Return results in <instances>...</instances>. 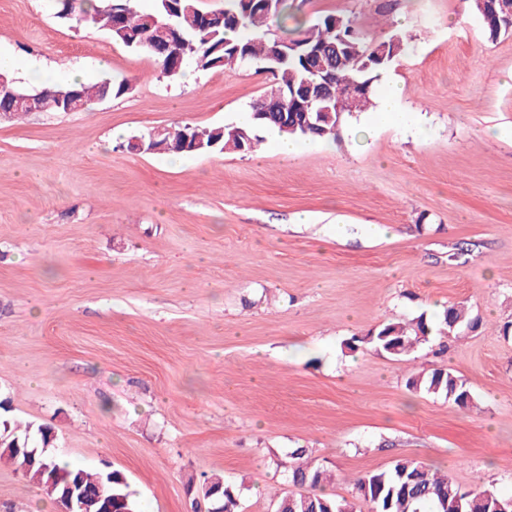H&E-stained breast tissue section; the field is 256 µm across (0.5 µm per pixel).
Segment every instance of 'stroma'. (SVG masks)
Here are the masks:
<instances>
[{
    "label": "stroma",
    "mask_w": 512,
    "mask_h": 512,
    "mask_svg": "<svg viewBox=\"0 0 512 512\" xmlns=\"http://www.w3.org/2000/svg\"><path fill=\"white\" fill-rule=\"evenodd\" d=\"M407 53L376 84L419 128L346 115L294 159L271 131L247 154H132L153 128L240 123L270 86L253 65L163 77L50 0H0V49L127 93L85 112L0 121V400L52 427L73 466L110 464L139 512H192L188 482L220 475L237 512H273L306 448L360 501L363 472L414 459L512 494V35L469 0H299ZM308 223H298L299 215ZM461 304L479 321L409 356L346 347L388 319ZM452 370L473 407L409 390ZM56 503L0 464V512ZM490 2H492V0H485L483 4H481L480 0H471L472 7L482 18L484 34L491 40H495L501 35L512 34V30H506L503 24L500 23L490 6Z\"/></svg>",
    "instance_id": "stroma-1"
}]
</instances>
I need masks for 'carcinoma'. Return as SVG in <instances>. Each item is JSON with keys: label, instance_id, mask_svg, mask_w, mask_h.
<instances>
[{"label": "carcinoma", "instance_id": "1", "mask_svg": "<svg viewBox=\"0 0 512 512\" xmlns=\"http://www.w3.org/2000/svg\"><path fill=\"white\" fill-rule=\"evenodd\" d=\"M154 8L144 11L139 8L138 0H79L71 4L70 20L77 25L101 26L108 30L112 38L128 48L152 56L160 67V73L174 79L188 66L199 70L224 69L241 65H268L267 57L276 42L268 36L263 27L270 23L289 34L287 41L294 43L303 38L312 43L328 44L336 41L338 32L331 31L332 24L338 16L329 14L308 25L296 21L293 29L285 28V21L293 17L289 12L288 0H271L265 7L250 11L239 9V0H224V10L233 13L231 26H220L209 30L197 28L195 16L197 11H207L203 0H154ZM492 0H471L472 7L480 14L484 34L491 40L512 32L506 30L490 6ZM181 7V13L175 17L179 34L193 45V51L186 56L174 73L167 68L168 54L161 50H152L147 46L138 47L132 40H143L149 21L154 17L168 15L174 7ZM343 33L358 45L363 52H370L379 43H367L354 28L350 19H342ZM390 63L372 64L364 71L354 68V61L345 58L329 68L331 82L324 106L332 112L350 111L348 99L344 96L345 86L355 79L369 86L363 92L356 111L363 112L369 108L374 97L375 83L380 74ZM305 66L302 61L289 62L278 66L275 79L286 88L299 86L304 77ZM102 84L92 85L73 82L65 85L45 88L40 91L46 101L54 99L63 90H78L80 95L73 100V110L84 111L101 93ZM288 117L296 128L284 130L282 119ZM275 130L282 135L298 139H329L336 137V119L318 120L314 117L304 123H295L294 113L286 114L272 105L268 112L261 115L251 109L249 120L235 125L198 127L185 124L172 131H165L162 139L166 145L165 154L190 155L194 150L186 147V135L198 136L205 143L217 141L213 150L226 152L250 153L261 143L257 130ZM477 327V320L468 312L457 306L443 309L433 319L422 313L409 323L389 320L380 324L365 338L367 344L376 351L391 357H403L415 344L428 340L433 333L453 339L465 337ZM408 387L415 391L441 395L458 407L465 408L473 403V395L466 384L451 370L433 369L408 381ZM36 437L38 454L44 459L48 470L41 473L38 467L31 466L27 455L13 449L15 438H8L0 444V464H9L25 477L37 482V485L50 497L66 508L69 506L65 494L69 485L85 489L103 488L104 497L112 498V512H136V504L127 492L125 476L118 470H86L83 468L61 467L55 455L49 451L53 446L55 435L51 427L40 426L32 430L27 426L23 440ZM291 466L288 468V482L294 486L310 488L305 493H288L276 503L277 512H356L355 503L345 498L338 499L316 492L326 479V471L314 465L307 457V450L296 448L290 453ZM355 488L361 498L369 503L371 512H497L498 503L505 497L489 490L466 489L451 478L440 475L419 461L408 458L395 460L389 467L368 471L355 480ZM188 493H196L213 507L218 501L224 504V512H236L238 506L237 487L220 476L204 479L199 486L190 482Z\"/></svg>", "mask_w": 512, "mask_h": 512}]
</instances>
